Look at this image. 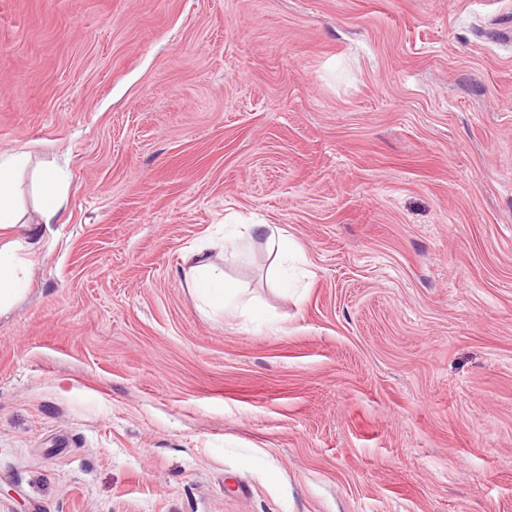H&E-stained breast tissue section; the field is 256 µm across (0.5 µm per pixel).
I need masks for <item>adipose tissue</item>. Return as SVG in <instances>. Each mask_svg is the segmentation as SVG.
Returning <instances> with one entry per match:
<instances>
[{
  "label": "adipose tissue",
  "instance_id": "obj_1",
  "mask_svg": "<svg viewBox=\"0 0 512 512\" xmlns=\"http://www.w3.org/2000/svg\"><path fill=\"white\" fill-rule=\"evenodd\" d=\"M28 161L29 155L25 152L0 155V233L6 236L5 242H0V312L8 310L27 286L18 272L17 252L29 243L22 235L30 224L18 192V179ZM38 184V221L44 225L56 223L65 202L58 170H42ZM187 260L190 264L187 286L199 300L229 316L243 309L242 288L218 277L213 267L205 262L203 251L188 252Z\"/></svg>",
  "mask_w": 512,
  "mask_h": 512
}]
</instances>
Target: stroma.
<instances>
[{
  "label": "stroma",
  "instance_id": "obj_1",
  "mask_svg": "<svg viewBox=\"0 0 512 512\" xmlns=\"http://www.w3.org/2000/svg\"><path fill=\"white\" fill-rule=\"evenodd\" d=\"M20 149L0 512H512V0H0ZM39 202L38 220L34 224H55L65 202V194L62 188L61 177L57 169H44L38 177ZM244 228L240 233V238L250 237L251 230L255 226L266 227L269 231L266 238V248L270 255L275 257L288 254L290 250H297L298 246L289 242L284 231L278 227H272L271 224H241ZM203 250L190 251L186 256L191 263L186 274L187 287L205 305L220 309L225 316L235 315L247 304L242 301L243 288L215 274L214 268L204 262Z\"/></svg>",
  "mask_w": 512,
  "mask_h": 512
}]
</instances>
